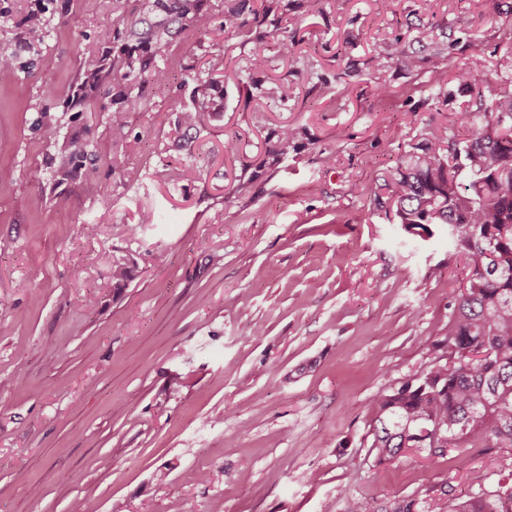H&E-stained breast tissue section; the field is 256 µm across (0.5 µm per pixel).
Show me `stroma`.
Masks as SVG:
<instances>
[{
  "label": "stroma",
  "instance_id": "35a3bbf8",
  "mask_svg": "<svg viewBox=\"0 0 512 512\" xmlns=\"http://www.w3.org/2000/svg\"><path fill=\"white\" fill-rule=\"evenodd\" d=\"M112 6L71 0L31 37L35 70L0 84V512H344L342 488L461 501L495 484L494 448L383 464L371 449L375 395L435 363L465 274L445 229L410 234L372 197L428 128L472 105L428 62L373 60L396 38L413 50L416 14L455 38L452 65L510 69L512 0L299 8L291 57L267 39L270 73L229 41L224 109L188 131L175 125L186 68L212 49L191 30L163 57L168 87L130 118L133 155L105 113L57 107L105 48ZM47 104L60 137L93 141L117 169L31 183L58 150L32 129ZM285 125L303 135L269 167ZM118 260L137 265L119 291Z\"/></svg>",
  "mask_w": 512,
  "mask_h": 512
}]
</instances>
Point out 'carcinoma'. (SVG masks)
<instances>
[{"instance_id": "cac0c4a2", "label": "carcinoma", "mask_w": 512, "mask_h": 512, "mask_svg": "<svg viewBox=\"0 0 512 512\" xmlns=\"http://www.w3.org/2000/svg\"><path fill=\"white\" fill-rule=\"evenodd\" d=\"M293 0H115L109 46L84 60L79 76L63 101V111L106 112L112 144L126 153L139 150L131 136L129 116L146 109V90L169 83L162 53L191 29L211 27L215 7L224 8L217 30L222 40L252 44L250 70L269 68L262 26L279 28ZM29 34L46 33L50 20L42 11L28 13L21 22ZM412 41L427 52L433 72L448 73V47L432 24L411 25ZM31 46L22 38L0 46V82L16 78L18 70L34 67L22 61ZM383 57L397 60L408 71L419 59L388 45ZM206 69L188 67L194 82L191 103L181 108L178 125L187 130L216 111L219 78L224 76L225 52L207 53ZM454 79L477 92L474 111L458 115L457 123L473 129L468 138L448 132V126L430 128L422 142L399 160L390 196H374L376 208L393 216L408 232L432 236V227L448 225V237L467 270L452 313L448 337L435 343L437 362L390 392L373 400L371 448L381 462L419 448L431 457H445L450 448H466L478 441L502 451V467H512V76H493L479 65L453 70ZM510 86L484 99L483 88L493 82ZM110 99L112 107L103 100ZM301 131L283 126L268 151L275 166L295 148ZM103 161L92 141L64 140L55 156L57 181H69ZM134 267L116 262L115 288L126 287ZM512 512V484L497 483L494 490L463 502L431 504L408 496L383 502L376 497L352 498L346 512Z\"/></svg>"}]
</instances>
